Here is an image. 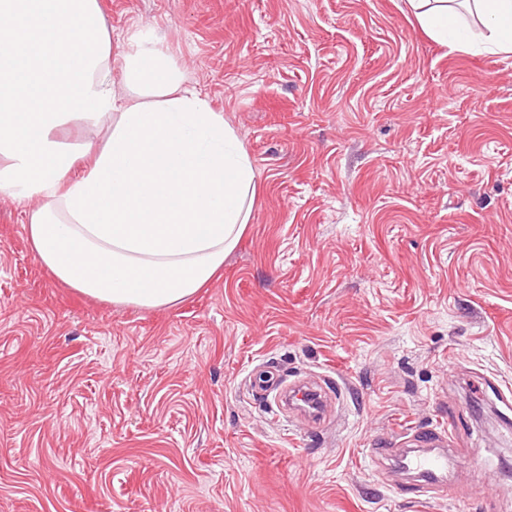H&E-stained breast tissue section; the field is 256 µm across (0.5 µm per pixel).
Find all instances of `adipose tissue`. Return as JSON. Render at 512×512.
Instances as JSON below:
<instances>
[{
	"label": "adipose tissue",
	"instance_id": "obj_1",
	"mask_svg": "<svg viewBox=\"0 0 512 512\" xmlns=\"http://www.w3.org/2000/svg\"><path fill=\"white\" fill-rule=\"evenodd\" d=\"M407 3L456 52L512 54V0ZM47 13L70 29L44 28ZM0 42L12 45L0 53V198L32 201L26 229L40 262L117 306H173L205 287L247 227L255 168L162 39L122 51V95L98 0H0ZM66 123L102 125L107 141L65 145L55 131Z\"/></svg>",
	"mask_w": 512,
	"mask_h": 512
}]
</instances>
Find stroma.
<instances>
[{"label":"stroma","mask_w":512,"mask_h":512,"mask_svg":"<svg viewBox=\"0 0 512 512\" xmlns=\"http://www.w3.org/2000/svg\"><path fill=\"white\" fill-rule=\"evenodd\" d=\"M163 38L255 167L248 227L174 307L59 281L0 200V512H512V54L406 0H98ZM255 377L334 397L316 425ZM446 431L447 499L397 495Z\"/></svg>","instance_id":"1"}]
</instances>
